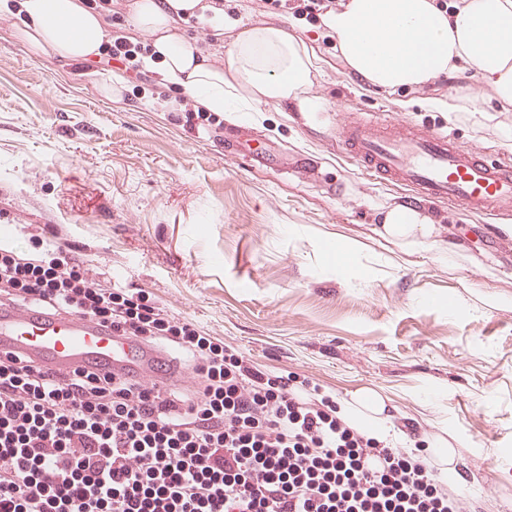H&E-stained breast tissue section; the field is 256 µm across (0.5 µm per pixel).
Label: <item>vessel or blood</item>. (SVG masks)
Returning a JSON list of instances; mask_svg holds the SVG:
<instances>
[{"instance_id": "1", "label": "vessel or blood", "mask_w": 512, "mask_h": 512, "mask_svg": "<svg viewBox=\"0 0 512 512\" xmlns=\"http://www.w3.org/2000/svg\"><path fill=\"white\" fill-rule=\"evenodd\" d=\"M371 175L408 188L430 204L453 203L471 213L512 215V169L483 153L454 146L447 132L414 128L378 112L352 114L332 138ZM176 347L127 338L79 315H49L0 306V360L20 357L54 373L95 364L99 373L134 375L169 389L184 374Z\"/></svg>"}]
</instances>
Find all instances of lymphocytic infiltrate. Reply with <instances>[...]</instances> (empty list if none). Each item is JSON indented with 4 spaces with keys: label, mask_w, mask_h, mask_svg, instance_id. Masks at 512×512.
<instances>
[{
    "label": "lymphocytic infiltrate",
    "mask_w": 512,
    "mask_h": 512,
    "mask_svg": "<svg viewBox=\"0 0 512 512\" xmlns=\"http://www.w3.org/2000/svg\"><path fill=\"white\" fill-rule=\"evenodd\" d=\"M32 240L0 246V305L97 320L176 344L199 388L174 392L79 368L0 362V512H462L426 456L348 426L309 380L274 375L145 295ZM377 468L366 466L368 458Z\"/></svg>",
    "instance_id": "lymphocytic-infiltrate-1"
}]
</instances>
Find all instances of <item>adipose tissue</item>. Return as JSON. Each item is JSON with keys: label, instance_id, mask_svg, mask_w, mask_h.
Returning a JSON list of instances; mask_svg holds the SVG:
<instances>
[{"label": "adipose tissue", "instance_id": "1", "mask_svg": "<svg viewBox=\"0 0 512 512\" xmlns=\"http://www.w3.org/2000/svg\"><path fill=\"white\" fill-rule=\"evenodd\" d=\"M207 0H135L131 21L150 39L145 68H161L170 89L204 112H257L272 102L297 100L302 111L316 69L313 49L285 27L242 25L227 65L211 61L179 30L180 22L209 11ZM16 15L13 35L35 53L72 61L97 59L109 38L103 15L83 0H0ZM325 33L352 75L367 88H420L463 71L472 72L501 106H512V0H338L320 17ZM434 227L418 208H390L376 230L414 250L430 244ZM339 417L369 436L409 443L406 430L376 393L340 400Z\"/></svg>", "mask_w": 512, "mask_h": 512}]
</instances>
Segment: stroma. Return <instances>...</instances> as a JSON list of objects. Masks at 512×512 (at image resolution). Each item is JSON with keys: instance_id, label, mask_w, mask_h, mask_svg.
<instances>
[{"instance_id": "35a3bbf8", "label": "stroma", "mask_w": 512, "mask_h": 512, "mask_svg": "<svg viewBox=\"0 0 512 512\" xmlns=\"http://www.w3.org/2000/svg\"><path fill=\"white\" fill-rule=\"evenodd\" d=\"M224 12L225 46L240 21L313 46L318 119L291 101L191 130L158 73L106 98L120 70L35 54L1 12L0 211L43 228L103 285L149 294L261 369L339 399L376 391L420 436L452 443L465 502L512 512V218L425 204L435 246L408 254L377 240L388 209L412 199L336 152L321 119L380 112L512 164L502 137L512 112L485 100L480 123L428 107L474 93L464 73L417 90L364 88L320 21L267 0H224ZM256 146L289 171L252 162Z\"/></svg>"}]
</instances>
